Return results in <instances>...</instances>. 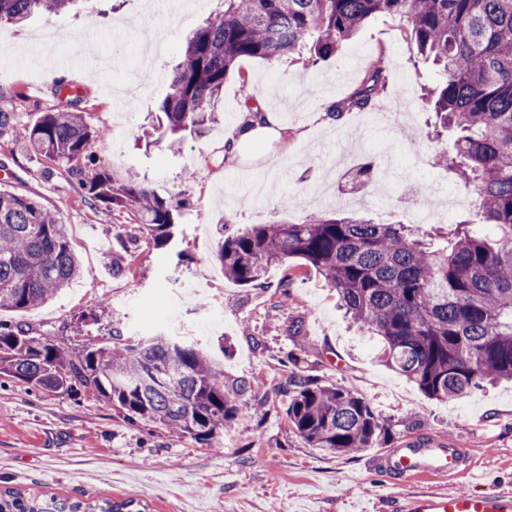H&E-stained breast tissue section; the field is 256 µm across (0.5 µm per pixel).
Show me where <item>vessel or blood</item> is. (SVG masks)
Returning a JSON list of instances; mask_svg holds the SVG:
<instances>
[{"mask_svg":"<svg viewBox=\"0 0 512 512\" xmlns=\"http://www.w3.org/2000/svg\"><path fill=\"white\" fill-rule=\"evenodd\" d=\"M373 466L397 488L425 476H468L476 464L469 452L454 442L410 437L398 447L377 453ZM398 508L400 512H512V488L484 493L460 489L442 495L420 494L399 501Z\"/></svg>","mask_w":512,"mask_h":512,"instance_id":"1","label":"vessel or blood"}]
</instances>
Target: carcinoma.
<instances>
[{"mask_svg": "<svg viewBox=\"0 0 512 512\" xmlns=\"http://www.w3.org/2000/svg\"><path fill=\"white\" fill-rule=\"evenodd\" d=\"M75 0H0V21L56 14ZM374 15L403 22L413 65L438 67L436 123L455 134L442 157L454 182L475 196V210L439 230L374 224L353 216H311L300 223L253 224L217 243L224 277L267 288L271 268L304 266L336 291L358 328L381 338L388 367L430 399L461 398L486 383L512 381V0H224V11L189 38L159 110L175 150L186 135L218 121L224 80L243 59L271 65L311 46L336 55ZM395 81L377 59L360 84L327 112H373ZM44 112L24 144L67 164L88 200L138 218L139 231L165 245L179 206L141 184H119L96 166L101 133L75 108ZM372 161L352 172L356 193L376 185ZM491 225V238L478 227ZM66 225L36 200L0 192V311L31 313L79 276ZM0 378L46 393L88 390L131 421L152 423L212 444L231 428L251 383L224 384L195 345L170 336L106 341L69 351L27 324L0 322ZM286 417L311 448L348 454L381 448L390 429L353 390L293 372L278 387ZM0 512H143L135 500L58 498L0 489Z\"/></svg>", "mask_w": 512, "mask_h": 512, "instance_id": "1", "label": "carcinoma"}]
</instances>
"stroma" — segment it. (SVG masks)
I'll use <instances>...</instances> for the list:
<instances>
[{
  "mask_svg": "<svg viewBox=\"0 0 512 512\" xmlns=\"http://www.w3.org/2000/svg\"><path fill=\"white\" fill-rule=\"evenodd\" d=\"M222 8L221 0H199L186 13L166 12L154 0H75L59 14L0 26V108L12 127L65 108L55 88L66 80L78 88L90 125L103 133L94 149L114 179L189 202L173 239L156 247L138 236L131 214L89 205L64 166L0 135V190L55 212L72 229L83 262L81 278L25 323L76 349L116 329L132 339H183L212 359L225 383L253 386L234 427L208 446L129 421L87 391L48 395L0 378V486L85 499L132 497L146 512H397L402 497L512 486L511 382L459 400L428 399L380 362L378 337L349 327L335 291L315 271H297L285 288V272L275 268L269 288H240L220 275L213 258L225 224L236 230L299 223L333 212L413 223L412 185L436 200L452 198L440 227L469 215L471 194L435 163L454 142L451 133L434 132L422 99L439 73L414 69L400 22L376 16L316 65L240 62L215 105L219 122L171 153L158 141L151 115L188 37ZM159 30L168 41L158 73L131 97L126 75ZM381 47L406 83L400 123L350 112L321 124L316 112L349 95ZM249 98L277 112L281 135L226 160L224 138ZM369 160L379 181L343 201L350 172ZM125 245L134 261L130 273L117 275L106 257ZM297 370L365 398L389 422L394 444L409 436L457 441L471 452L476 478L431 477L395 489L370 471L372 449L327 455L307 447L276 392Z\"/></svg>",
  "mask_w": 512,
  "mask_h": 512,
  "instance_id": "35a3bbf8",
  "label": "stroma"
}]
</instances>
